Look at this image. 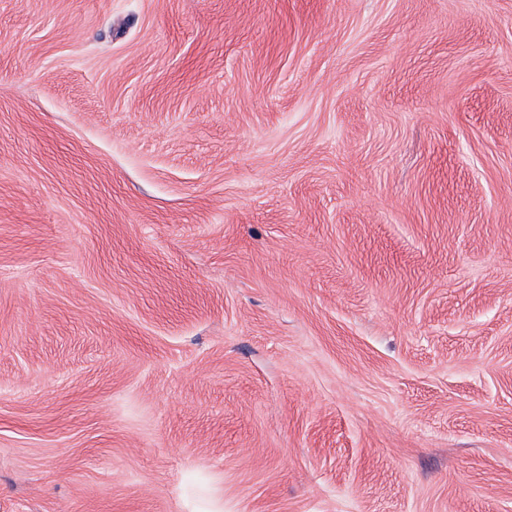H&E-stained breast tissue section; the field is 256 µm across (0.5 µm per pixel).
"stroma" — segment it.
<instances>
[{
    "label": "stroma",
    "instance_id": "stroma-1",
    "mask_svg": "<svg viewBox=\"0 0 512 512\" xmlns=\"http://www.w3.org/2000/svg\"><path fill=\"white\" fill-rule=\"evenodd\" d=\"M0 512H512V0H0Z\"/></svg>",
    "mask_w": 512,
    "mask_h": 512
}]
</instances>
